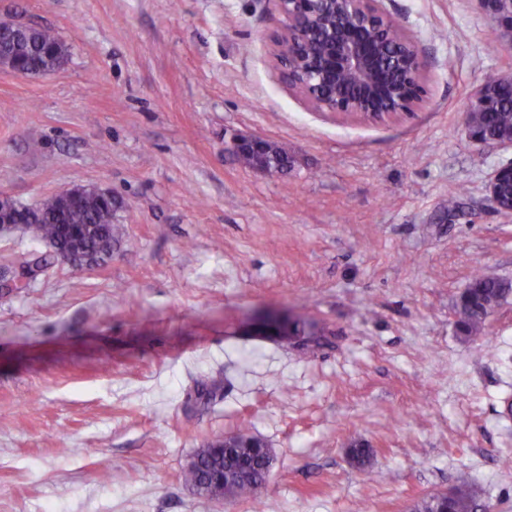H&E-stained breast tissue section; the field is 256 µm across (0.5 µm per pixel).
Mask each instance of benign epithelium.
Returning a JSON list of instances; mask_svg holds the SVG:
<instances>
[{"instance_id": "1", "label": "benign epithelium", "mask_w": 512, "mask_h": 512, "mask_svg": "<svg viewBox=\"0 0 512 512\" xmlns=\"http://www.w3.org/2000/svg\"><path fill=\"white\" fill-rule=\"evenodd\" d=\"M490 20L499 28V39L512 48V0H481ZM279 31L273 40V54L281 78L317 112L358 114L381 121L415 111L425 100L428 56L418 41L402 33L400 47L389 50L388 28L396 25L383 0H274ZM512 88V75H496L474 88L468 99L465 124L470 139L487 143L483 130L472 116L488 112L495 105L498 84ZM232 149L263 154L276 149L272 141L259 136H238ZM512 186V161L494 169L487 192L495 210L512 215V199L503 201ZM104 202L112 193L96 187L73 186L58 192L70 202L86 193ZM258 333L283 341L301 336L297 321H283L275 315L258 321Z\"/></svg>"}]
</instances>
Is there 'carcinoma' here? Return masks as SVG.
I'll list each match as a JSON object with an SVG mask.
<instances>
[{"label":"carcinoma","mask_w":512,"mask_h":512,"mask_svg":"<svg viewBox=\"0 0 512 512\" xmlns=\"http://www.w3.org/2000/svg\"><path fill=\"white\" fill-rule=\"evenodd\" d=\"M12 50L30 72L54 71L67 57V48L52 31L32 27L20 34ZM479 123L491 138L511 133L512 105L507 99L499 98V108L480 113ZM19 216L20 223L30 228L33 238L51 248L56 259L74 267L112 258V248L121 235L119 225L114 223L112 205L95 199L83 200L64 218L58 213L56 196L52 195L36 205H20ZM511 292L512 288L502 282L475 273L464 290L467 297L459 298L456 303L458 328L468 335L478 332L487 318L488 308L504 301ZM195 457L196 462L187 466L182 479L199 496L247 498L257 493L265 478V463L251 448H243L226 458L219 440L215 439L198 449ZM243 462L250 465L248 479L224 488L214 483L219 469H235ZM452 493L463 512H477L480 492L476 487L458 485Z\"/></svg>","instance_id":"carcinoma-1"}]
</instances>
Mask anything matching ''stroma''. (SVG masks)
<instances>
[{
	"label": "stroma",
	"mask_w": 512,
	"mask_h": 512,
	"mask_svg": "<svg viewBox=\"0 0 512 512\" xmlns=\"http://www.w3.org/2000/svg\"><path fill=\"white\" fill-rule=\"evenodd\" d=\"M386 7L427 97L372 122L281 82L271 0H0L68 49L46 76L0 69V194L106 189L124 232L0 291V512H409L461 483L512 512V295L472 335L455 315L474 272L512 284L486 192L512 148L464 124L512 49L486 53L479 0ZM237 135L290 167L240 165ZM269 311L306 343L257 335ZM239 430L275 454L265 486L195 495V451Z\"/></svg>",
	"instance_id": "stroma-1"
}]
</instances>
